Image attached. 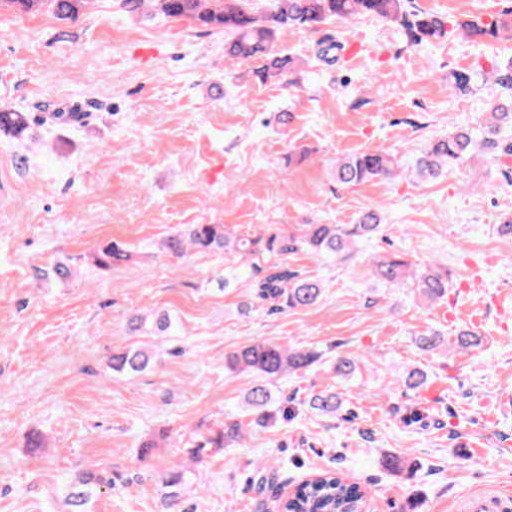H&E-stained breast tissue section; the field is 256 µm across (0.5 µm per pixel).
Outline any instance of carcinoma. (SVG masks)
<instances>
[{
    "label": "carcinoma",
    "instance_id": "carcinoma-1",
    "mask_svg": "<svg viewBox=\"0 0 512 512\" xmlns=\"http://www.w3.org/2000/svg\"><path fill=\"white\" fill-rule=\"evenodd\" d=\"M24 12H36L44 7L53 10L60 20L78 17L86 0H8ZM410 0H273L270 11L259 10L256 0H120L122 9L142 13L149 5L156 14L171 19H187L201 26L219 29L227 37L226 58L255 64L254 73L264 82L280 79L295 70L296 63L288 55L274 51L277 31L288 27L316 29L332 20H346L358 16L377 17L397 22L407 28L411 41L418 44L434 42L449 34L440 18L420 11H409ZM457 30L474 41L499 39L502 32L512 31V24H486L480 19L461 22ZM336 40L329 37L317 44L315 58L327 64L336 61ZM485 82L495 87L489 103L486 124L475 131L466 125H455L448 134L429 143L413 162H403L386 151L364 152L336 160V182L347 186L361 184L375 178L393 179L410 175L419 184L434 183L461 167L481 153L502 162L512 160V70H496L485 74ZM450 92L468 93L471 76L453 72L448 77ZM28 126L22 112L0 110V133L22 134ZM383 231V218L376 207L361 211L353 224H305L298 235H288L275 227L254 235H236L222 224H185L163 240L160 251L169 257L184 258L194 252H222L237 259L240 265H254L257 258L271 263L263 275L250 280L251 299L241 303L240 311L248 315L254 301L268 306V310L310 309L322 300L325 284L299 270L288 267V254L310 250L328 261H347L357 244L370 240ZM133 254L123 244L112 241L97 246L92 254L95 265L103 270L132 261ZM371 276L389 287L408 285L425 304L432 306L448 299L450 280L448 269L434 265L417 267L399 256L382 257L374 261ZM171 317L167 313L137 314L129 318L127 330L138 335L147 330L167 334ZM418 349L434 353L448 350L451 356L470 353L482 347L483 338L474 328H459L446 336L430 329L415 338ZM325 352L315 348L289 347L272 341L251 340L240 345L225 358L231 372L250 374L255 382L244 393L242 413L250 418L245 422L233 415L224 421L215 435L193 443L190 451L195 460L206 448L233 447L246 437V428L263 425L278 417L288 420V397L280 393L277 381L290 375L307 372L325 361ZM156 350L151 344L130 346L112 353V371L136 375L151 368ZM359 357L342 355L330 362L336 378L346 382L359 371ZM428 373L413 368L399 380L403 394L426 386ZM320 416L334 417L342 408L340 393L327 388L310 394L304 401ZM380 466L393 474L411 468L403 454H385ZM187 471L181 463H173L162 480L160 512H192L183 499ZM104 477L93 469L82 473L69 484L65 506L68 512H91ZM367 491L350 480L324 474L297 486L292 496L280 505L281 512H359Z\"/></svg>",
    "mask_w": 512,
    "mask_h": 512
}]
</instances>
